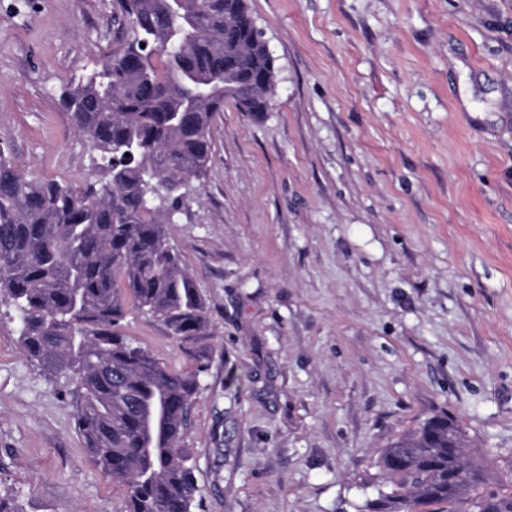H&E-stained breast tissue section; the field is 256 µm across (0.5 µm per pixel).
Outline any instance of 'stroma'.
I'll return each instance as SVG.
<instances>
[{"label":"stroma","instance_id":"stroma-1","mask_svg":"<svg viewBox=\"0 0 512 512\" xmlns=\"http://www.w3.org/2000/svg\"><path fill=\"white\" fill-rule=\"evenodd\" d=\"M276 59L255 117L225 103L168 242L207 304L183 440L197 512H359L379 452L436 414L512 492V0H248ZM114 0H0V145L82 184L63 91L117 48ZM0 302V498L119 512L74 429V380L30 359Z\"/></svg>","mask_w":512,"mask_h":512}]
</instances>
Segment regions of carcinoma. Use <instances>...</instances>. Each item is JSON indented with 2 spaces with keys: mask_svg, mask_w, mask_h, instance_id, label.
Returning <instances> with one entry per match:
<instances>
[{
  "mask_svg": "<svg viewBox=\"0 0 512 512\" xmlns=\"http://www.w3.org/2000/svg\"><path fill=\"white\" fill-rule=\"evenodd\" d=\"M120 49L63 93L93 152L82 186L35 181L0 149V297L20 316V343L75 378V429L92 462L125 488L121 512H193L197 485L182 447L199 371H177L124 333L136 312L201 360L205 299L168 223L212 158L213 115L232 102L259 116L276 59L247 0H116ZM145 47H140V44ZM461 425L446 414L382 450L384 487L361 512L466 504L512 512V494L480 491Z\"/></svg>",
  "mask_w": 512,
  "mask_h": 512,
  "instance_id": "1",
  "label": "carcinoma"
}]
</instances>
